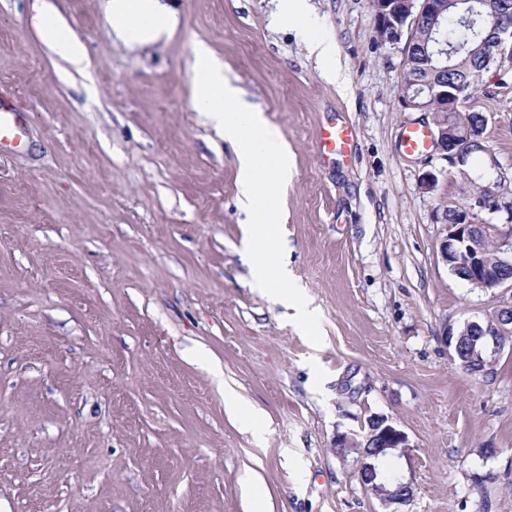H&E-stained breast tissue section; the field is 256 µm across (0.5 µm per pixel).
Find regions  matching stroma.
Wrapping results in <instances>:
<instances>
[{
  "label": "stroma",
  "instance_id": "obj_1",
  "mask_svg": "<svg viewBox=\"0 0 512 512\" xmlns=\"http://www.w3.org/2000/svg\"><path fill=\"white\" fill-rule=\"evenodd\" d=\"M40 2L0 0V101L26 129L0 154V512H252L256 489L270 512H388L333 448L373 415L412 445L401 512H512V347L482 378L440 338L494 305L437 254L469 186L402 150L432 115L401 107L402 47L370 0H313L342 88L272 0H164L175 32L135 46L104 0H51L80 69L40 41ZM200 41L288 146L284 261L320 345L250 285L237 160L193 106ZM473 102L512 176V91ZM329 124L351 127L349 157L318 150ZM225 410L235 416L248 429L255 430L261 418V412L254 406L247 404L231 387L224 389Z\"/></svg>",
  "mask_w": 512,
  "mask_h": 512
}]
</instances>
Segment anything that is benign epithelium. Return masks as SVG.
Returning a JSON list of instances; mask_svg holds the SVG:
<instances>
[{
    "instance_id": "7a95c632",
    "label": "benign epithelium",
    "mask_w": 512,
    "mask_h": 512,
    "mask_svg": "<svg viewBox=\"0 0 512 512\" xmlns=\"http://www.w3.org/2000/svg\"><path fill=\"white\" fill-rule=\"evenodd\" d=\"M376 25L406 37L402 48L408 55L414 45V33L425 25L435 28L436 22L446 8L445 0H372ZM512 40V31L492 28L485 33L483 44L489 58L501 62L512 59L506 53L505 45ZM432 144L448 163L455 165L467 160L470 154L484 150L480 144L456 127L437 123L432 131ZM507 213L506 223L512 224V196L492 191L484 195L478 204L472 202L459 206L457 222L441 220L444 229L438 240V255L445 265L461 270L474 286L497 295V290L508 287L509 279L499 273L498 268L486 263L480 241L483 237L496 234L498 247L503 256L512 254V237L496 230L490 220L501 213ZM512 332V301L500 300L495 305L494 317L483 320H466L462 325L443 328L442 339L452 348L450 359L464 346L481 336H499ZM334 447L342 449L338 459L360 477L366 493L377 498L386 506L406 505L414 497L415 483L412 477L398 474L391 482L381 470V461L389 456L398 459L410 457V440L407 434L392 424L388 418L375 416L362 433H339Z\"/></svg>"
}]
</instances>
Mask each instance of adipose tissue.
Returning <instances> with one entry per match:
<instances>
[{
    "label": "adipose tissue",
    "mask_w": 512,
    "mask_h": 512,
    "mask_svg": "<svg viewBox=\"0 0 512 512\" xmlns=\"http://www.w3.org/2000/svg\"><path fill=\"white\" fill-rule=\"evenodd\" d=\"M106 19L126 43L136 45L158 41L172 32L177 24L161 0H107ZM276 18L281 23H294L306 37V49L321 68L323 76L334 83H343L342 68L336 59V44L326 38L312 36L316 16L310 0H277ZM38 34L54 54L73 66H82L86 51L81 40L54 12H47Z\"/></svg>",
    "instance_id": "ef3b65f1"
}]
</instances>
